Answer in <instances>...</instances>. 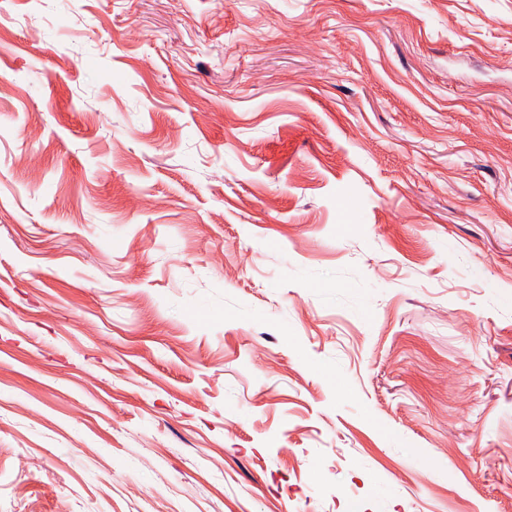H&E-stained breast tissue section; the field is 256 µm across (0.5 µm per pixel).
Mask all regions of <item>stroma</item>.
<instances>
[{
  "mask_svg": "<svg viewBox=\"0 0 512 512\" xmlns=\"http://www.w3.org/2000/svg\"><path fill=\"white\" fill-rule=\"evenodd\" d=\"M0 512H512V0H0Z\"/></svg>",
  "mask_w": 512,
  "mask_h": 512,
  "instance_id": "35a3bbf8",
  "label": "stroma"
}]
</instances>
